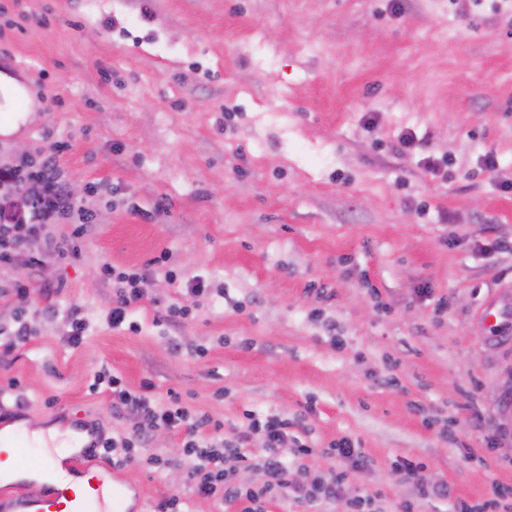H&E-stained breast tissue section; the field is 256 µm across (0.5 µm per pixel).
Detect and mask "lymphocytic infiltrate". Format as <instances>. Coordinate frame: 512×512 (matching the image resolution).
I'll return each instance as SVG.
<instances>
[{
	"instance_id": "f902f5d3",
	"label": "lymphocytic infiltrate",
	"mask_w": 512,
	"mask_h": 512,
	"mask_svg": "<svg viewBox=\"0 0 512 512\" xmlns=\"http://www.w3.org/2000/svg\"><path fill=\"white\" fill-rule=\"evenodd\" d=\"M63 143L40 148L41 162L37 169L0 162V265L39 267L50 260H63L77 254L76 242L93 222L90 211L77 206L69 186L60 173L57 157ZM73 224L71 241L58 240L47 227L59 222ZM38 239L42 248L31 252L28 245ZM103 271L112 286V306L105 319L108 326L128 327L133 307L146 296L149 275L138 271H119L104 265ZM92 391L106 390L112 397V414L126 422L124 431L106 437L98 436L95 456L112 467L122 468L135 463L149 471H163L168 462L149 446L151 434L160 429L184 428L186 437L181 444L186 479L196 496L241 503L240 512H268V504L288 496L327 506L341 499L348 481L349 467L368 466V459L355 448L350 438L331 443L328 455L338 462L336 470L308 484L293 482L292 464L282 449L288 441V421L276 415H260L249 411L236 434L225 435L224 424L209 414L193 411L178 394L160 400L150 385L140 390L125 386L121 377L98 372ZM261 436L265 452L260 457L249 455L245 446L252 436ZM258 467L261 484L242 486L232 482L231 474L242 467Z\"/></svg>"
}]
</instances>
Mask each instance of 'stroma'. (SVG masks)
<instances>
[{"label":"stroma","mask_w":512,"mask_h":512,"mask_svg":"<svg viewBox=\"0 0 512 512\" xmlns=\"http://www.w3.org/2000/svg\"><path fill=\"white\" fill-rule=\"evenodd\" d=\"M1 70L38 107L0 137V160L64 142L60 167L95 226L78 256L0 266V285L33 286L27 303L0 297V327L34 334L0 357V428L121 430L108 393L89 389L105 367L180 393L228 433L248 410L296 421L314 449L292 467L301 483L352 438L371 465L351 469L333 512L366 492L376 512H403L409 462L448 487L414 512L512 490V343L487 346L480 315L512 290L499 185L512 177V0H0ZM164 250L180 279L149 284L137 331L107 326L103 263L142 270ZM195 275L219 293L170 330L157 312ZM75 309L89 322L76 348ZM180 443L157 432L168 467L119 471L139 512L176 492L193 512H236L195 498Z\"/></svg>","instance_id":"stroma-1"}]
</instances>
